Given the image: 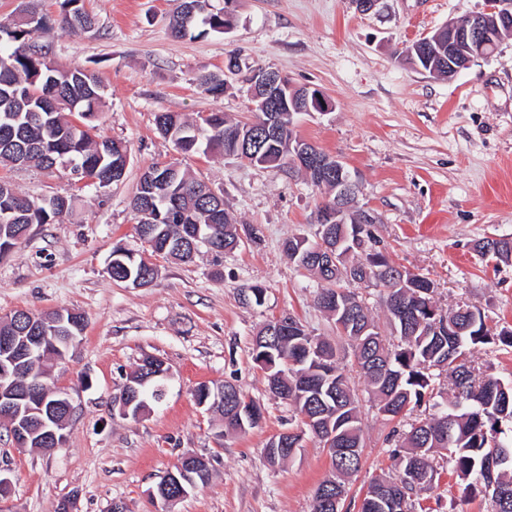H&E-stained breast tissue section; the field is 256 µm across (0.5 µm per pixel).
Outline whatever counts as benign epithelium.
Returning a JSON list of instances; mask_svg holds the SVG:
<instances>
[{"label":"benign epithelium","instance_id":"7a95c632","mask_svg":"<svg viewBox=\"0 0 512 512\" xmlns=\"http://www.w3.org/2000/svg\"><path fill=\"white\" fill-rule=\"evenodd\" d=\"M510 26L512 0H488L487 8L470 14L468 21H448V65L452 71L431 64L430 57L436 55V50L435 39L429 32L410 43L412 49L406 52V56L418 70L444 80L451 73L466 68L474 59L486 56L489 50L495 48V36L500 29ZM246 85L251 111L266 113V120L251 128L239 143L236 158L246 163L256 158L282 128L295 129L301 116L323 113L330 106V101L320 90L298 87L287 76L273 69L258 67L251 70ZM288 149L289 168H300L314 175L317 184L332 176L339 183L336 197L328 196L318 205L315 223H376L375 218L367 212L361 216L354 213V192L360 188V182L355 174L348 172L343 159L321 152L317 145L300 137L292 139ZM353 246L365 258L379 253L376 241L364 234H356ZM11 320L19 329L11 336L0 338V419L10 423L11 438L15 442L41 449L49 445L51 451L55 452L63 448L66 441V435L61 431L63 424L59 414L67 417L73 411L68 394L45 382L47 374L37 376L42 385L54 395L56 411L49 414V420L42 421L39 430L34 431L29 426L30 415L34 410L31 405L24 404L28 396L18 387L16 377L18 364L42 354L46 344L54 348V358L63 359L71 337L48 335V329L42 322L26 311H18L5 318L7 322ZM290 325L292 319L289 315L274 319L264 331V336L255 339V345L272 344L270 337L286 333ZM209 475L208 463L195 454L187 453L181 458L178 469L168 473L157 484L152 496L167 503L178 501L186 497L199 480L207 479Z\"/></svg>","mask_w":512,"mask_h":512}]
</instances>
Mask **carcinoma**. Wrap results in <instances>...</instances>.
Returning a JSON list of instances; mask_svg holds the SVG:
<instances>
[{"mask_svg": "<svg viewBox=\"0 0 512 512\" xmlns=\"http://www.w3.org/2000/svg\"><path fill=\"white\" fill-rule=\"evenodd\" d=\"M194 14L173 11L172 32L183 37L198 33H224V15L207 8L213 0H196ZM62 26L76 31L95 24V17L84 7V0H62ZM47 28L45 18L37 17L33 24L23 21L0 22V163L12 164L11 150L4 148L7 141L24 147L27 161L36 162L49 170L61 168L59 162L70 164L69 174L84 184L69 196H57L47 201L30 198L17 191L10 183L0 181V247L15 246L32 224H55L69 213L78 194L88 187L105 189L112 185V167L123 160L117 141L102 136L88 119L102 107V81L93 72L61 67L49 58L48 48L39 45L33 34ZM198 87L210 95L224 93V85L213 82V74L202 73ZM213 124L195 129V123L175 112L156 115L160 134L168 138L176 150L184 155L198 153L234 154L238 150L240 134L246 124L228 121L222 112L212 113ZM294 131L285 130L282 140L266 146L264 162L268 168L287 165V143ZM153 198L154 210L160 219L149 225L156 250L166 257L189 262L195 257L191 244L204 239L207 249L217 255L235 249L238 242L236 228L220 207L214 191L184 168L168 185V191L146 181L138 184L133 206L140 196ZM178 201L184 212L180 224L166 222L172 202ZM355 229L353 224L318 225L315 240L292 237L283 243L289 259L315 271L326 282L316 296V306L324 312L336 306L352 304L359 328H368L360 336L352 329L336 327L352 348L358 375L366 381L369 399L377 402L379 410L391 417H407L419 409L429 392L434 390L438 369L448 373L453 397L447 407L427 416L435 424L423 426L424 419L415 418L406 424L398 448L393 450L394 471L376 477L358 505V512H383L381 504L390 495L412 509V497L431 487L439 479L434 461L448 463L457 477L471 488L490 497L494 512H512V381L484 376L475 368V354L481 347L500 342L512 346V331L492 332L485 315L477 307H460L443 316L437 313L427 295H401V289H386V308L390 325L398 334V341L388 342L378 331L368 308L357 304L355 293L344 287L347 271L363 266V261L342 244L340 253L345 258L336 271L324 270L307 262L313 249L325 243L336 244L347 239ZM481 258L496 263H512V240L484 238L476 244ZM150 272L148 261L141 254L130 251L121 261L109 265L113 280L122 282ZM447 322L451 334L437 336L431 333L435 322ZM65 325L74 338L82 336L84 315L65 311ZM274 372L282 373L275 379L273 395L293 404L298 415L323 414L336 425V447L356 448V453L330 455L333 481L339 493L347 494L341 479L358 471L363 448L359 397L354 378L341 371L335 361L333 345L312 335L295 321V332L281 337L270 349ZM448 362L443 367L441 363ZM128 381L137 389L143 408L159 401L164 394V378L149 377L144 365L130 374ZM232 399L243 402L241 419L226 416L218 405L224 423V433H240L239 421L245 429L249 423L246 409L261 412L254 402L232 388Z\"/></svg>", "mask_w": 512, "mask_h": 512, "instance_id": "1", "label": "carcinoma"}]
</instances>
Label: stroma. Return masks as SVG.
I'll list each match as a JSON object with an SVG mask.
<instances>
[{
  "label": "stroma",
  "instance_id": "35a3bbf8",
  "mask_svg": "<svg viewBox=\"0 0 512 512\" xmlns=\"http://www.w3.org/2000/svg\"><path fill=\"white\" fill-rule=\"evenodd\" d=\"M485 0H379L358 13L352 0H238L226 34L175 37L172 0H85L94 28L63 29L59 0H0V21L35 11L49 30L37 33L54 61L95 72L106 104L92 119L123 142L126 173L102 196L82 195L58 224H34L0 258V318L24 309L84 314L86 329L54 383L72 400L66 444L53 453L16 445L0 424V512H311L317 486L331 476L325 448L305 441L295 457L270 465L268 441L298 429L295 408L275 398L252 357L253 339L270 320L299 319L336 349V363L355 358L334 321L315 304L320 287L282 250L292 236L314 238L323 193L294 172L264 169L228 155H183L156 128L161 112L193 118L222 112L245 121L252 112L244 82L221 96L199 89L197 77L219 72L229 55L242 70L266 66L298 86L319 89L331 107L302 116L298 132L345 160L360 179L359 208L375 218L372 235L391 264L430 278L441 312L479 308L490 325L512 330V265L494 266L474 251L484 238L512 239V36L494 54L438 80L402 55L405 45L451 19L480 11ZM177 162L224 197L240 243L193 262L155 257L158 275L147 287L113 281L108 268L121 246L144 251L131 208L142 169ZM0 179L34 198L66 196L63 171L0 164ZM265 288L262 305L245 301L243 286ZM165 360V395L137 419L112 402L145 357ZM229 383L262 408L255 428L222 434L214 413L200 408L195 389ZM360 391L364 448L358 472L346 480L359 499L371 480L392 469L388 419ZM187 453L210 464L207 485L174 505L151 490ZM434 487L414 497L420 512H492L483 495L438 463Z\"/></svg>",
  "mask_w": 512,
  "mask_h": 512
}]
</instances>
